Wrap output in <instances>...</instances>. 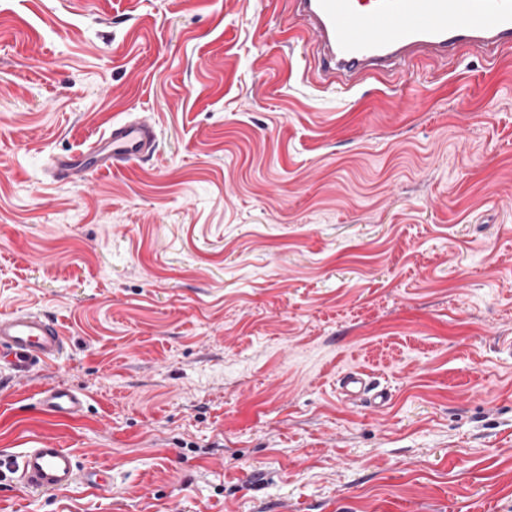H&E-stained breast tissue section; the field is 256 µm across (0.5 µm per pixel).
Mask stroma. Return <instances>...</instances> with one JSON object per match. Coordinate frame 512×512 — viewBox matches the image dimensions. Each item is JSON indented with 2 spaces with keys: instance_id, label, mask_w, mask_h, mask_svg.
Returning a JSON list of instances; mask_svg holds the SVG:
<instances>
[{
  "instance_id": "obj_1",
  "label": "stroma",
  "mask_w": 512,
  "mask_h": 512,
  "mask_svg": "<svg viewBox=\"0 0 512 512\" xmlns=\"http://www.w3.org/2000/svg\"><path fill=\"white\" fill-rule=\"evenodd\" d=\"M291 0H0V314L66 351L0 379V456L112 486L0 512H512V57L310 82ZM131 112L156 156L58 184ZM391 392L345 400L341 372ZM86 397L41 413L44 388ZM84 395L66 385L57 384L40 393L39 407L59 417H72L83 411ZM36 446L1 459V468L15 475V481L28 491L58 493L78 483L91 488L111 486L108 470L82 468L70 449L52 443Z\"/></svg>"
}]
</instances>
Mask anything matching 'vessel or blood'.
Returning <instances> with one entry per match:
<instances>
[{
	"instance_id": "obj_1",
	"label": "vessel or blood",
	"mask_w": 512,
	"mask_h": 512,
	"mask_svg": "<svg viewBox=\"0 0 512 512\" xmlns=\"http://www.w3.org/2000/svg\"><path fill=\"white\" fill-rule=\"evenodd\" d=\"M296 14L311 35L320 62L322 85L353 90L362 82L406 71L421 59L436 63L467 48L490 53L512 49V0H293ZM158 149L152 121L131 114L113 121L81 152L58 155L48 168L52 182L74 184L88 175L151 160ZM65 352L64 334L48 316L31 311L0 314V361L25 374ZM350 400L380 408L391 399L364 372L350 370L337 380ZM84 395L57 384L41 392L39 407L59 417L83 411ZM23 488L58 493L81 483L107 487L108 470L82 468L70 449L46 443L22 449L0 462Z\"/></svg>"
}]
</instances>
